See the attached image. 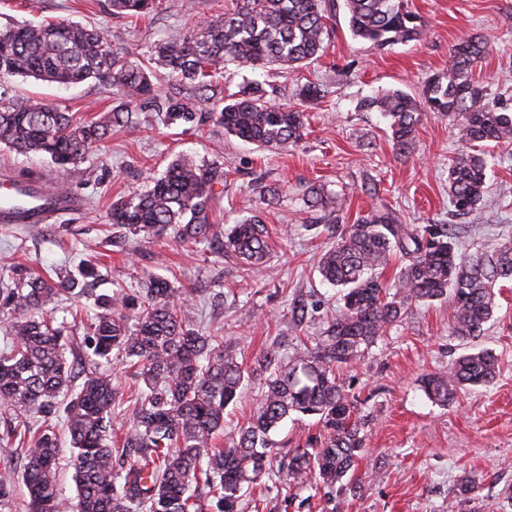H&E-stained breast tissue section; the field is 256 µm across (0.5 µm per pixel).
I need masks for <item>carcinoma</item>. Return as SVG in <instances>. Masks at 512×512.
<instances>
[{"instance_id":"cac0c4a2","label":"carcinoma","mask_w":512,"mask_h":512,"mask_svg":"<svg viewBox=\"0 0 512 512\" xmlns=\"http://www.w3.org/2000/svg\"><path fill=\"white\" fill-rule=\"evenodd\" d=\"M156 0H111L112 15L139 18ZM334 0H232V7L154 44L142 62L128 50L111 48L102 32L76 22L0 25V144L18 154L50 158L67 170L90 148L142 112H162L167 125L194 127L211 121L224 132L266 149L294 146L303 139V107L321 104L320 85L297 87L300 106L276 102L256 81L224 95L229 67H300L320 56L330 36L327 6ZM352 35L378 49L417 41L425 28L408 0H345ZM489 51L480 35L460 38L450 50L448 70L432 77L416 98L394 89L360 102L388 120L395 149H409L421 115L451 119L463 148L448 166V198L455 211L477 210L486 192L484 147L512 149V107L492 100L470 78ZM32 77L61 85L93 80L116 87L120 103L97 119L81 120L49 104L13 101L3 81ZM167 76L188 96L158 93L154 80ZM224 167L179 156L149 188L112 204V225L144 241L165 235L183 244L207 242L248 264L269 261L268 230L260 216L237 221L227 233L211 224L215 186ZM322 185L304 201L308 211L328 203ZM447 224L398 223L388 208H374L338 233L318 260L321 280L339 289L340 315L327 322L313 347L295 350L288 361L271 348L260 358L268 372L257 411L236 442H215L224 410L236 401L245 370L220 336L208 335L182 317L190 295L148 276L145 295L115 292L94 301L91 355L117 353L137 367L144 389L135 399L132 426L122 447H112V407L118 389L97 370L64 407L73 450L76 497L58 488L60 442L51 415L82 355L70 360L65 323L47 309L59 295H73L80 279L96 274L91 264L79 276L23 275L0 289V309L10 313L9 349L0 352V407L36 418L39 425L9 427L26 441L21 472L0 468V510L17 483L27 489V512H242V491L272 473L288 485L313 480L333 488L348 474L366 445L370 420L361 401L340 378V369L360 361L398 325L409 308L451 297V334L471 347L448 368L424 375L420 389L431 402L449 407L460 390L488 386L497 377L492 350L479 346L496 308L495 288L512 280V240L474 253L459 252ZM407 263L391 280L383 277L393 257ZM315 419L322 434L288 454L271 472V433L291 415ZM135 463L117 469L115 457Z\"/></svg>"}]
</instances>
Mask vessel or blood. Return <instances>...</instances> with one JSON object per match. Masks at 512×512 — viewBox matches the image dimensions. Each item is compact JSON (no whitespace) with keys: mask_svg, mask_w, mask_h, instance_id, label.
Instances as JSON below:
<instances>
[{"mask_svg":"<svg viewBox=\"0 0 512 512\" xmlns=\"http://www.w3.org/2000/svg\"><path fill=\"white\" fill-rule=\"evenodd\" d=\"M80 207L78 195L48 190L38 179L0 180V225L41 224L51 217L76 212Z\"/></svg>","mask_w":512,"mask_h":512,"instance_id":"1","label":"vessel or blood"}]
</instances>
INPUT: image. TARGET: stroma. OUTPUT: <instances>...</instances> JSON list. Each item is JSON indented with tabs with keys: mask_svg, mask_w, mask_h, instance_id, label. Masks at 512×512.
I'll use <instances>...</instances> for the list:
<instances>
[{
	"mask_svg": "<svg viewBox=\"0 0 512 512\" xmlns=\"http://www.w3.org/2000/svg\"><path fill=\"white\" fill-rule=\"evenodd\" d=\"M230 0H159L150 14L116 18L110 0H0V25L28 21H73L96 26L114 49L147 53L169 33L223 12ZM426 25L421 40L386 50L352 36L343 4H336L324 55L302 68L270 66L252 71L269 83L278 102L293 103L306 82L323 84L327 97L308 109L301 144L265 150L225 134L213 123L183 130L162 116L113 133L85 161L61 171L49 158L20 155L0 145V170L23 177L48 176L85 201L83 210L48 224L0 228V286L17 274L77 273L90 260L99 277L89 296L56 302L72 340L83 341L84 325L69 310L90 308L95 296L137 292L147 273L171 287L191 289L184 317L204 332L224 338L244 367H253L270 346L290 356L300 344L315 345L327 320L343 303L317 270L320 255L335 241L337 227L353 224L372 207L392 209L404 224H450L464 251L512 238V153L494 155L488 192L478 210L463 215L448 202V165L461 144L448 118L423 114L406 151L394 150L385 120L359 107L366 96L392 89L420 95L425 83L448 68L449 48L467 34L485 36L488 55L473 71L489 96L512 105V0H411ZM8 92L35 97L90 119L109 111L118 97L93 81L70 86L32 78L7 79ZM221 164L224 189L214 218L222 228L256 214L270 231L271 265L253 266L164 237L136 240L112 225L113 201L143 191L179 155ZM279 189L277 204L261 203L256 176ZM326 184L341 205L336 224L308 225L303 193ZM483 341L497 355L500 372L486 387L460 393L454 407L430 402L419 384L424 374L447 367L463 342L450 333L451 300L412 306L389 335L343 377L371 418L367 445L350 487H288L262 479L250 488L243 512H512L502 489L512 485V284L496 298ZM86 368L110 374L120 402L112 410V439L131 425L130 398L139 386L119 360ZM264 381L244 380L237 401L224 414L220 444L237 439L262 397ZM476 481V496L453 489Z\"/></svg>",
	"mask_w": 512,
	"mask_h": 512,
	"instance_id": "1",
	"label": "stroma"
}]
</instances>
